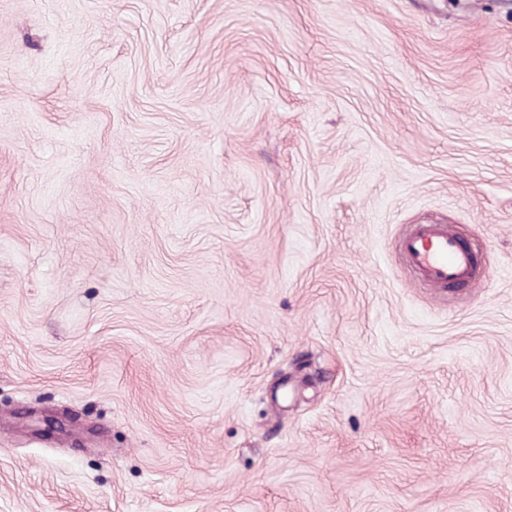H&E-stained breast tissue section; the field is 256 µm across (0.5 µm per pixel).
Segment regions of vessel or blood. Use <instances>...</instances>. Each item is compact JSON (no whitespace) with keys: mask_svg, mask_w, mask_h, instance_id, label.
Wrapping results in <instances>:
<instances>
[{"mask_svg":"<svg viewBox=\"0 0 512 512\" xmlns=\"http://www.w3.org/2000/svg\"><path fill=\"white\" fill-rule=\"evenodd\" d=\"M400 249L407 265L433 288H474L483 280L474 252L448 225H413Z\"/></svg>","mask_w":512,"mask_h":512,"instance_id":"b4317fda","label":"vessel or blood"}]
</instances>
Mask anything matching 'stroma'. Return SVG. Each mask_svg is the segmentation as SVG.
Listing matches in <instances>:
<instances>
[{"label":"stroma","instance_id":"obj_1","mask_svg":"<svg viewBox=\"0 0 512 512\" xmlns=\"http://www.w3.org/2000/svg\"><path fill=\"white\" fill-rule=\"evenodd\" d=\"M0 512H512V0H0ZM400 249L407 265L432 288H476L488 273L480 274L472 249L445 224H414Z\"/></svg>","mask_w":512,"mask_h":512}]
</instances>
